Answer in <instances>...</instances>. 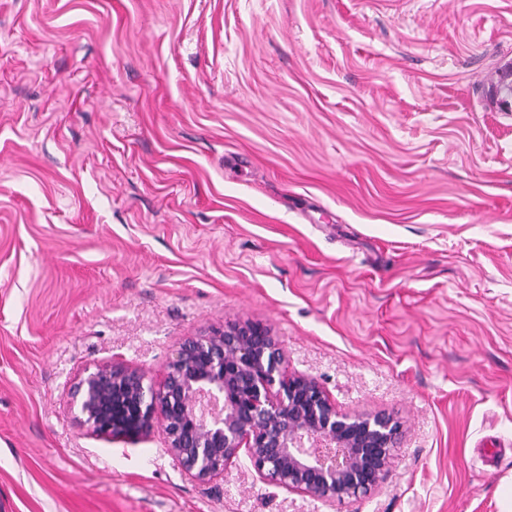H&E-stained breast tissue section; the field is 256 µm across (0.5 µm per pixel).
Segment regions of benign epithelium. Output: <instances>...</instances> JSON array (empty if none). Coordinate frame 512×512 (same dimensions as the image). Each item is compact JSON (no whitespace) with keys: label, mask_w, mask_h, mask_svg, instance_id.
Returning <instances> with one entry per match:
<instances>
[{"label":"benign epithelium","mask_w":512,"mask_h":512,"mask_svg":"<svg viewBox=\"0 0 512 512\" xmlns=\"http://www.w3.org/2000/svg\"><path fill=\"white\" fill-rule=\"evenodd\" d=\"M77 421L91 434L164 436L184 473L209 484L241 453L269 483L344 501L376 492L403 424L385 411L347 414L311 376L288 370L270 327L228 321L182 342L159 387L119 363L84 370Z\"/></svg>","instance_id":"benign-epithelium-1"}]
</instances>
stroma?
<instances>
[{"mask_svg": "<svg viewBox=\"0 0 512 512\" xmlns=\"http://www.w3.org/2000/svg\"><path fill=\"white\" fill-rule=\"evenodd\" d=\"M511 64L512 0H0V512H502ZM233 319L399 418L378 491L78 424L84 369Z\"/></svg>", "mask_w": 512, "mask_h": 512, "instance_id": "stroma-1", "label": "stroma"}]
</instances>
